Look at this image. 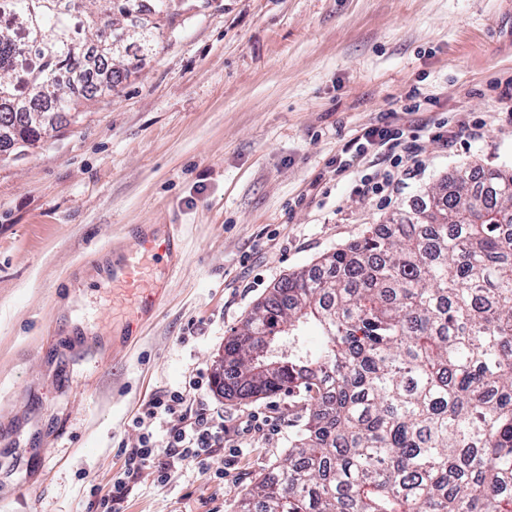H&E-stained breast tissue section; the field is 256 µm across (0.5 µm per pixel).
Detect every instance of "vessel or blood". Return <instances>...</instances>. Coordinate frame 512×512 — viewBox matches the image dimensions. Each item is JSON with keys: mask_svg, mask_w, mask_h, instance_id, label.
<instances>
[{"mask_svg": "<svg viewBox=\"0 0 512 512\" xmlns=\"http://www.w3.org/2000/svg\"><path fill=\"white\" fill-rule=\"evenodd\" d=\"M181 251L182 241L177 231H169L163 236L150 233L137 235L133 243L131 260L114 267L110 273L113 287L135 295L138 308L151 309L158 295L153 292L150 284L144 280L145 261L159 258L166 259L168 271L173 274L179 270Z\"/></svg>", "mask_w": 512, "mask_h": 512, "instance_id": "obj_1", "label": "vessel or blood"}]
</instances>
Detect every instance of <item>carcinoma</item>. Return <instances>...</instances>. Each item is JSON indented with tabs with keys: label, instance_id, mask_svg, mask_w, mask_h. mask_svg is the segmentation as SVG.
I'll list each match as a JSON object with an SVG mask.
<instances>
[{
	"label": "carcinoma",
	"instance_id": "obj_1",
	"mask_svg": "<svg viewBox=\"0 0 512 512\" xmlns=\"http://www.w3.org/2000/svg\"><path fill=\"white\" fill-rule=\"evenodd\" d=\"M0 0V154L78 109L98 23L165 0ZM315 325L314 349L305 330ZM217 387L307 402L240 512H512V171L464 168L409 210L291 273L224 343Z\"/></svg>",
	"mask_w": 512,
	"mask_h": 512
}]
</instances>
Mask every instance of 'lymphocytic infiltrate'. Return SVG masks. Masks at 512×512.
Returning a JSON list of instances; mask_svg holds the SVG:
<instances>
[{"mask_svg":"<svg viewBox=\"0 0 512 512\" xmlns=\"http://www.w3.org/2000/svg\"><path fill=\"white\" fill-rule=\"evenodd\" d=\"M430 133L443 143L456 136L444 121H425L417 126L383 122L365 127L347 141L332 164L336 175L347 178L351 193L379 196L395 191L404 177L418 167V141ZM212 378L199 372L189 375L176 387L155 396L130 420L137 433L132 447L123 448L124 472L108 494L96 496L98 512H119L129 492V478L154 466L158 484H166L172 471L188 464L203 466L211 449L224 445L227 431L224 413L201 404L200 395Z\"/></svg>","mask_w":512,"mask_h":512,"instance_id":"obj_1","label":"lymphocytic infiltrate"}]
</instances>
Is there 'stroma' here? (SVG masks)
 Masks as SVG:
<instances>
[{
  "instance_id": "stroma-1",
  "label": "stroma",
  "mask_w": 512,
  "mask_h": 512,
  "mask_svg": "<svg viewBox=\"0 0 512 512\" xmlns=\"http://www.w3.org/2000/svg\"><path fill=\"white\" fill-rule=\"evenodd\" d=\"M151 50L111 90L0 157V512H95L154 395L200 369L290 273L384 223L455 169L512 166L500 92L512 0H170ZM456 136L420 142L391 196L349 192L330 160L413 95ZM479 128L472 137L471 128ZM304 205H297L298 196ZM177 225L181 269L152 316L100 276L140 228ZM207 401L231 432L206 471L144 469L123 512H237L288 449L281 393Z\"/></svg>"
}]
</instances>
